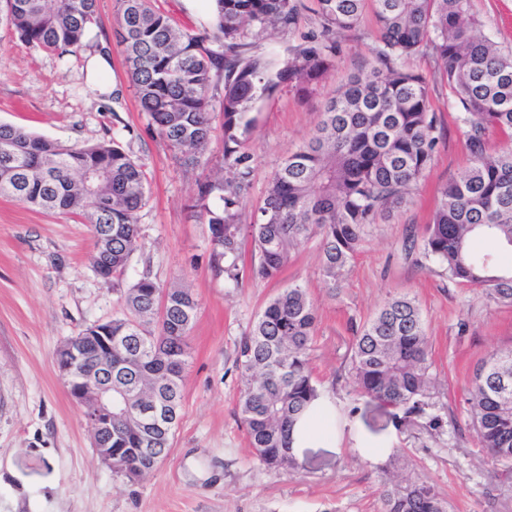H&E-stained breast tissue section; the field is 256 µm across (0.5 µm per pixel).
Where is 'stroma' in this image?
I'll return each mask as SVG.
<instances>
[{"label": "stroma", "instance_id": "stroma-1", "mask_svg": "<svg viewBox=\"0 0 512 512\" xmlns=\"http://www.w3.org/2000/svg\"><path fill=\"white\" fill-rule=\"evenodd\" d=\"M154 7L189 32L212 13L210 0H154ZM473 8L481 34L512 49V0H473ZM98 11L100 23L82 50L64 57L33 50L0 25V123L67 146L115 139L143 166L148 202L123 282L147 270L160 286L186 283L197 300L182 410L171 451L151 473L131 480L99 460L55 355L66 339L119 315L120 294L91 270L94 239L81 216L0 197V512H379L387 477L427 483L448 512H512V473L479 447L467 402L482 360L512 348V305L449 280L422 250L439 189L470 163L434 58L408 62L429 82L431 109L444 125L434 161L407 205L369 227L338 288L325 281L314 240L293 252L278 278L246 275L235 285L211 272L207 226L189 208L198 179L222 169V133L214 131L198 168H181L139 108L113 34V0H98ZM319 31L306 9L291 35L254 38V49L280 59ZM377 37L374 14L365 10L313 92L284 85L257 104L243 223H251L273 170L313 131L326 101L373 64ZM104 48L112 60L108 97L91 88L84 71L87 55ZM294 283L317 307L312 368L333 436L304 444L293 468L269 469L237 414L235 349L264 304ZM396 295L414 298L425 315L435 382L424 413L406 424L347 374L356 328ZM369 447L382 455L366 458Z\"/></svg>", "mask_w": 512, "mask_h": 512}]
</instances>
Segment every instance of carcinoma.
<instances>
[{
    "label": "carcinoma",
    "instance_id": "1",
    "mask_svg": "<svg viewBox=\"0 0 512 512\" xmlns=\"http://www.w3.org/2000/svg\"><path fill=\"white\" fill-rule=\"evenodd\" d=\"M368 1L379 30L376 63L326 102L313 134L271 174L253 222L242 224L240 193L252 176L245 150L252 109L284 84L307 92L324 79L335 66L338 39L356 29ZM152 2L114 0L115 37L142 111L184 167L200 164L214 132L213 112H221L232 178L199 182L191 205L208 224L215 276L239 284L248 238L252 276L275 279L292 251L317 236L322 275L338 286L369 226L407 202L434 160L440 119L429 107L428 81L405 66L429 53L451 91L471 163L440 191L423 252L448 279L512 305V268L472 248L487 238L512 250V149H486L491 131L512 130V51L478 33L472 0H316L322 35L292 46L278 66L251 52L250 39L292 33L301 0H213L211 21L198 33L176 29ZM1 22L36 51L71 55L98 24L97 0H9ZM146 181L143 167L115 141L63 146L0 124V195L83 216L94 239L90 266L114 282L138 247ZM213 198L222 207L211 208ZM100 224L112 225V233ZM119 292L122 314L100 326L118 345L112 377L97 381V388L112 387V427L118 429L112 456L116 470L131 479L152 464L142 450L164 457L171 448L197 302L189 289H164L147 272ZM316 321L307 289L290 285L265 304L236 350L238 413L250 447L270 468L295 465L286 458L292 432L321 397L310 367ZM75 351L76 376L106 361L98 340L84 338ZM431 367L422 310L406 295L386 301L356 331L349 365L354 382L406 418L425 410ZM133 390L148 396L164 424L136 423ZM469 404L481 447L512 471V349L483 362ZM380 512L448 507L424 482L391 480Z\"/></svg>",
    "mask_w": 512,
    "mask_h": 512
}]
</instances>
